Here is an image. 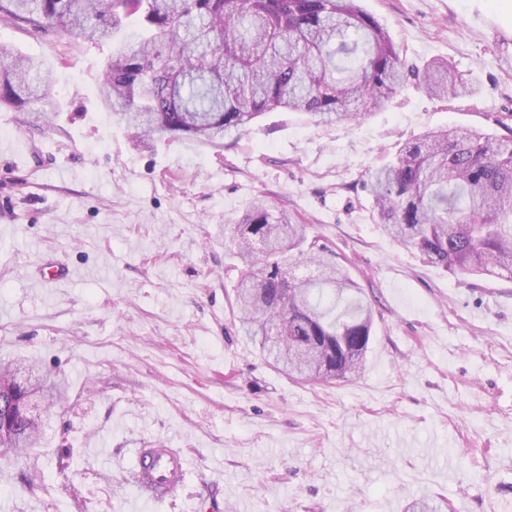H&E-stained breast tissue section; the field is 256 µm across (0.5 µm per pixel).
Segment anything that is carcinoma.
<instances>
[{
	"label": "carcinoma",
	"instance_id": "1",
	"mask_svg": "<svg viewBox=\"0 0 512 512\" xmlns=\"http://www.w3.org/2000/svg\"><path fill=\"white\" fill-rule=\"evenodd\" d=\"M0 17L86 38L114 34L101 103L142 143L185 136L217 147L271 111L354 126L412 78L439 98L473 95L444 61L407 66L359 0H0ZM0 106L44 115L58 108L52 70L2 42ZM509 132L429 130L371 170L363 187L383 231L455 275L512 278ZM228 234L240 263V329L272 365L306 383L359 374L371 311L350 301L355 281L307 242L306 226L257 200ZM300 265L317 275L295 276ZM21 368L36 364L0 366V429L9 432L0 456L18 463L42 435V424L13 410ZM446 507L441 497L416 498L405 512Z\"/></svg>",
	"mask_w": 512,
	"mask_h": 512
}]
</instances>
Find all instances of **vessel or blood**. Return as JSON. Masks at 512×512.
<instances>
[{"label":"vessel or blood","mask_w":512,"mask_h":512,"mask_svg":"<svg viewBox=\"0 0 512 512\" xmlns=\"http://www.w3.org/2000/svg\"><path fill=\"white\" fill-rule=\"evenodd\" d=\"M188 463L180 450L154 440L136 451L133 485L137 490L150 492L157 500L174 496L182 487Z\"/></svg>","instance_id":"1"}]
</instances>
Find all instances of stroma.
I'll return each mask as SVG.
<instances>
[{
    "mask_svg": "<svg viewBox=\"0 0 512 512\" xmlns=\"http://www.w3.org/2000/svg\"><path fill=\"white\" fill-rule=\"evenodd\" d=\"M407 62L476 88L408 83L356 125L268 112L240 139L135 144L98 98L108 37L0 20L42 60L60 112L0 108V363L63 381L26 466L0 458V512H404L423 496L494 512L512 486V279L460 277L389 238L362 186L433 127L512 130V0H361ZM257 198L307 225L372 310L365 367L289 378L239 328L224 227ZM57 260L67 280L36 267ZM161 439L191 469L158 503L131 485Z\"/></svg>",
    "mask_w": 512,
    "mask_h": 512,
    "instance_id": "obj_1",
    "label": "stroma"
}]
</instances>
